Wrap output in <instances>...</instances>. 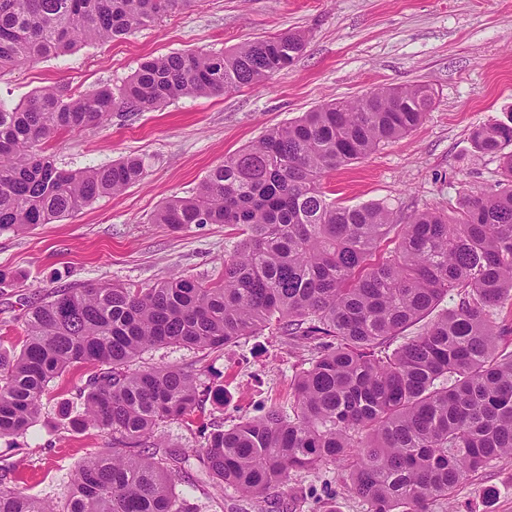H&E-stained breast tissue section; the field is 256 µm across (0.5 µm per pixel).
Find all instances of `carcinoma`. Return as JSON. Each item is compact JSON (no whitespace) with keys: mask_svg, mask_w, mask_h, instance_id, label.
Here are the masks:
<instances>
[{"mask_svg":"<svg viewBox=\"0 0 512 512\" xmlns=\"http://www.w3.org/2000/svg\"><path fill=\"white\" fill-rule=\"evenodd\" d=\"M194 3L0 0V72L130 36ZM305 47L304 35L288 33L173 52L143 61L117 94L56 84L14 106L0 101V232L61 221L144 177L131 155L60 169L49 142L104 126L114 112L263 84ZM433 103L421 84L329 102L226 156L193 196L168 200L154 223L245 235L215 280L92 281L30 303L20 351L0 354V437L25 434L49 383L89 365L82 412L68 425L109 435L111 447L79 466L61 506L10 487L0 468V512H192L175 491L191 470L258 498L293 471L336 462L347 463L344 487L368 512H431L469 473L512 456V350L490 318L512 301V119L471 132L476 151L500 158L501 179L463 196L451 217L426 210L404 223L381 203L342 205L323 191L329 172L408 135ZM385 243L394 244L386 253ZM451 293L458 303L435 313ZM274 321L313 344L293 414L272 407L209 432L190 454L168 449L156 431L199 405L197 373L133 362L157 346L218 350Z\"/></svg>","mask_w":512,"mask_h":512,"instance_id":"cac0c4a2","label":"carcinoma"}]
</instances>
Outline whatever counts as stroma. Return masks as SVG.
Returning a JSON list of instances; mask_svg holds the SVG:
<instances>
[{
	"label": "stroma",
	"mask_w": 512,
	"mask_h": 512,
	"mask_svg": "<svg viewBox=\"0 0 512 512\" xmlns=\"http://www.w3.org/2000/svg\"><path fill=\"white\" fill-rule=\"evenodd\" d=\"M302 32L307 45L288 69L268 82L219 97L182 98L110 125L67 134L46 149L60 168L107 166L142 158L143 180L103 197L75 216L19 232H0V270L16 274L0 287V350H20L27 298L44 290L108 280L148 287L175 274L209 281L240 240L221 224L175 230L153 221L170 198L195 191L226 155L323 103L353 100L378 87L426 84L434 105L407 136L381 145L323 180L329 199L354 206L387 205L405 218L423 210L449 212L466 192L493 188L496 157L475 152L470 134L512 118V0H197L160 23L105 43L40 59L0 74L8 104L37 88L67 84L86 91L120 86L146 57L228 50L274 34ZM307 344L267 328L215 352L179 346L145 351L140 365L195 370L203 387L220 388L184 420L158 430L170 446L195 448L200 430L231 428L275 405L290 410L293 386L308 368ZM84 372L54 379L42 414L23 436L0 438V465L15 464L16 486L42 500L64 498L72 473L109 439L95 429L64 430L61 410L79 413ZM344 466L292 473L287 485L251 502L232 488L214 490L190 476L176 491L198 512H366L343 485ZM433 512H512V458L470 473Z\"/></svg>",
	"instance_id": "35a3bbf8"
}]
</instances>
